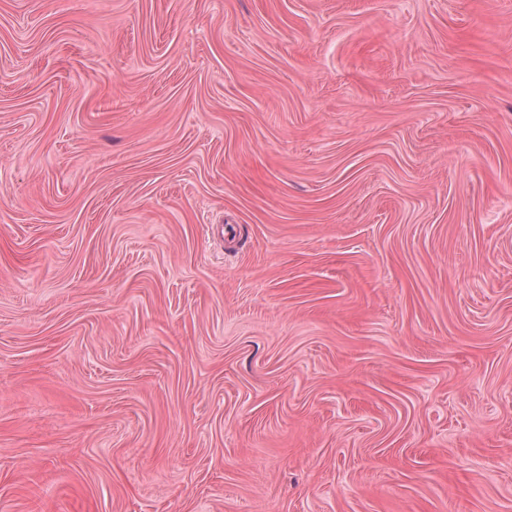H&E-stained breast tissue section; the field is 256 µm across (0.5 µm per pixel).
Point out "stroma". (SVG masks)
<instances>
[{
  "instance_id": "1",
  "label": "stroma",
  "mask_w": 512,
  "mask_h": 512,
  "mask_svg": "<svg viewBox=\"0 0 512 512\" xmlns=\"http://www.w3.org/2000/svg\"><path fill=\"white\" fill-rule=\"evenodd\" d=\"M0 512H512V0H0Z\"/></svg>"
}]
</instances>
